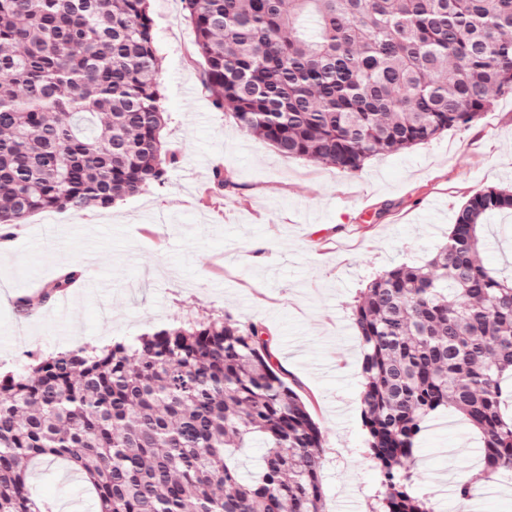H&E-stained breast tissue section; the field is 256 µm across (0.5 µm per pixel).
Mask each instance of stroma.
<instances>
[{
    "instance_id": "35a3bbf8",
    "label": "stroma",
    "mask_w": 512,
    "mask_h": 512,
    "mask_svg": "<svg viewBox=\"0 0 512 512\" xmlns=\"http://www.w3.org/2000/svg\"><path fill=\"white\" fill-rule=\"evenodd\" d=\"M165 130L175 162L165 186L81 214L43 212L0 230V366L17 373L68 346L129 340L211 313L260 325L286 381L323 430L324 512H369L380 475L366 443L361 353L352 307L368 281L444 245L456 211L478 189L512 187V95L478 122L348 175L287 160L215 106L181 0H151ZM230 187L217 191L215 171ZM483 258L512 272V215L484 228ZM96 292L63 293L40 316L37 297L62 267ZM452 421V428L439 424ZM481 443L445 410L414 451L415 495L456 512L459 479L475 478L471 512H512V477L478 478ZM35 494L56 504L85 496L62 463L36 467Z\"/></svg>"
}]
</instances>
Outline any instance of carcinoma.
<instances>
[{
    "instance_id": "carcinoma-1",
    "label": "carcinoma",
    "mask_w": 512,
    "mask_h": 512,
    "mask_svg": "<svg viewBox=\"0 0 512 512\" xmlns=\"http://www.w3.org/2000/svg\"><path fill=\"white\" fill-rule=\"evenodd\" d=\"M182 2L214 104L285 158L355 174L512 94V0ZM153 29L149 0H0V226L166 184ZM499 211L512 191L477 190L435 255L354 305L376 512H428L410 464L442 409L480 432L482 474L512 472V277L481 256ZM256 442L245 479L239 454ZM322 447L262 328L226 316L0 378V512H51L31 491L45 460L78 473L98 512H323Z\"/></svg>"
}]
</instances>
